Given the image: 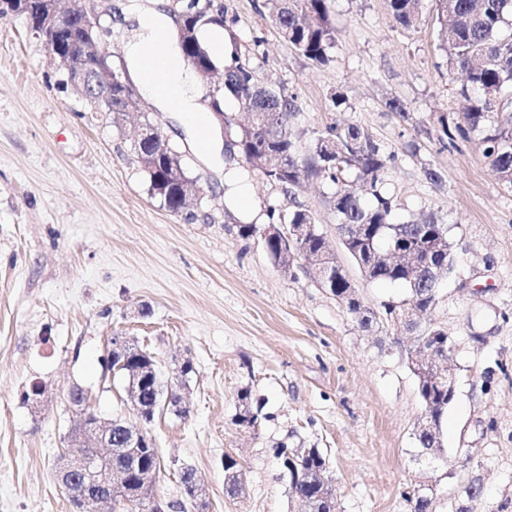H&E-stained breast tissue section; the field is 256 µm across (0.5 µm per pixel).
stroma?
Here are the masks:
<instances>
[{
  "label": "stroma",
  "instance_id": "35a3bbf8",
  "mask_svg": "<svg viewBox=\"0 0 512 512\" xmlns=\"http://www.w3.org/2000/svg\"><path fill=\"white\" fill-rule=\"evenodd\" d=\"M265 3L224 0L257 80L296 95L306 130L338 121L368 129L399 156L386 181L396 221L431 211L450 229L456 269L434 313L455 346L444 461H414L423 405L404 347L360 328L311 269L284 272L261 237L237 232L266 224L268 205L294 202L337 244L331 188L287 196L236 155L216 168L193 138L172 135L178 113L143 96L140 110L169 133L203 189L193 219L167 210L147 193L133 125L113 126L64 86L63 64L10 14L0 17V512H75L53 472L74 423L67 392L82 386L99 416H131L105 362L117 332L163 372L186 358L194 365L189 415L149 426L165 462L159 499L182 500L187 466L207 512H297L272 453L284 444L328 456L340 512H409L404 494L425 480L436 486V512H512V191L477 141L445 149L437 140L438 117L464 101L436 0L408 30L386 0H334L336 46L321 68L278 34ZM337 92L347 99L339 107ZM392 97L412 122L388 110ZM429 166L440 184L425 179ZM228 170L242 176L249 209L225 185ZM145 306L150 315L139 316ZM35 381L46 388L36 408L23 400ZM245 389L261 406L252 429L234 423ZM228 457L243 473L236 497L224 488Z\"/></svg>",
  "mask_w": 512,
  "mask_h": 512
}]
</instances>
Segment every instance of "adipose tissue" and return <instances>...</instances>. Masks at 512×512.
Here are the masks:
<instances>
[{
    "label": "adipose tissue",
    "instance_id": "adipose-tissue-1",
    "mask_svg": "<svg viewBox=\"0 0 512 512\" xmlns=\"http://www.w3.org/2000/svg\"><path fill=\"white\" fill-rule=\"evenodd\" d=\"M113 19L118 27L131 19L136 22L126 50L130 68L145 96L161 109L179 113L182 126L193 137H205L207 161L218 162L219 140L211 130L205 108L192 92L191 74L181 63L177 48L167 45L172 65L162 71L160 79L155 80L145 74L146 59L154 45L162 41L163 31L173 27L172 17L161 9L158 0H117Z\"/></svg>",
    "mask_w": 512,
    "mask_h": 512
}]
</instances>
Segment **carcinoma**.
<instances>
[{
	"label": "carcinoma",
	"instance_id": "obj_1",
	"mask_svg": "<svg viewBox=\"0 0 512 512\" xmlns=\"http://www.w3.org/2000/svg\"><path fill=\"white\" fill-rule=\"evenodd\" d=\"M332 0H267L271 23L278 33L313 66L325 67L332 61L336 36L332 24ZM442 41L447 45L450 63L463 71L466 83L459 95L467 100L465 111L438 119V141L444 148L456 147L459 140L469 141L479 135L483 156L489 160L506 188L512 189V98L505 91L512 88V32L504 33L512 16V0H438ZM423 0H388L393 21L411 28L417 23ZM184 14L191 28L187 40L177 43L184 60L198 72L210 73L223 68L224 87L215 95L217 106L225 109L226 100L260 115L257 121L241 124L233 112L224 113V131L234 142L235 151L248 167L267 181L291 193L305 181H320L334 189L331 204L338 220L341 243L354 250L356 262L372 268L375 281L399 284L405 293L397 300L380 303L379 309L367 305L355 286L341 273L333 276L328 292L343 304L363 329L378 325L396 335L405 310L422 314L436 308L435 271L450 264L449 227L432 213L402 223L393 222V200L385 190L389 167L398 159L386 151L373 136L355 123H335L323 131L306 136L297 128L300 108L297 97L277 92L256 82L249 60L233 49L232 62L220 66L202 42L200 33L211 27H224L223 0H190ZM55 40L65 53H76L93 44L80 19L55 33ZM132 88L118 79L112 83V111L132 107L124 96ZM141 172L151 198L173 213L194 212L182 209V182L171 177L173 159L179 154L170 147L167 154H157L153 141L143 140L135 147ZM268 223L293 224L296 234L290 247L280 241L265 242L270 258L277 262L283 252L301 261L330 248V241L316 226L314 213L297 207L267 209ZM416 335L424 347L441 357L448 356V331L436 322L418 321ZM418 391L425 411L436 422L435 430H414L418 451L434 463L442 451V417L453 400L454 390L438 383L424 372L416 374ZM239 412L235 424L253 428L257 419L252 397L244 390L238 396ZM277 459L293 457L301 480L290 485L291 497L301 512H338V502L327 476L329 459L318 448H278ZM144 470L158 474L164 468L155 443L141 449ZM225 491L234 496L242 490L243 478L238 463L224 462ZM436 498L431 492L413 493L410 512H435Z\"/></svg>",
	"mask_w": 512,
	"mask_h": 512
}]
</instances>
